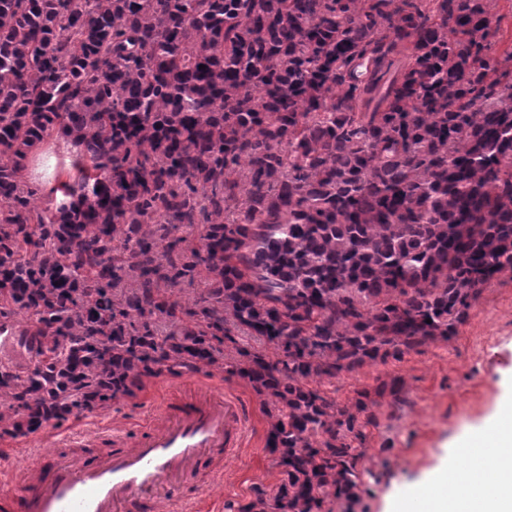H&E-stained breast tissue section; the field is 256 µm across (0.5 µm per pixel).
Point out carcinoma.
Masks as SVG:
<instances>
[{"label": "carcinoma", "instance_id": "obj_1", "mask_svg": "<svg viewBox=\"0 0 512 512\" xmlns=\"http://www.w3.org/2000/svg\"><path fill=\"white\" fill-rule=\"evenodd\" d=\"M495 4L0 0V318L28 313L42 356L0 370V437L222 368L231 324L280 351L236 365L286 475L241 512L358 498L366 406L309 380L448 340L512 272ZM54 135L81 178L42 208L23 161Z\"/></svg>", "mask_w": 512, "mask_h": 512}]
</instances>
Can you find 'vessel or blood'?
<instances>
[{"mask_svg": "<svg viewBox=\"0 0 512 512\" xmlns=\"http://www.w3.org/2000/svg\"><path fill=\"white\" fill-rule=\"evenodd\" d=\"M249 419L223 386L167 393L143 423L50 431V451L0 471V512H152L159 493L193 504L245 447Z\"/></svg>", "mask_w": 512, "mask_h": 512, "instance_id": "vessel-or-blood-1", "label": "vessel or blood"}]
</instances>
